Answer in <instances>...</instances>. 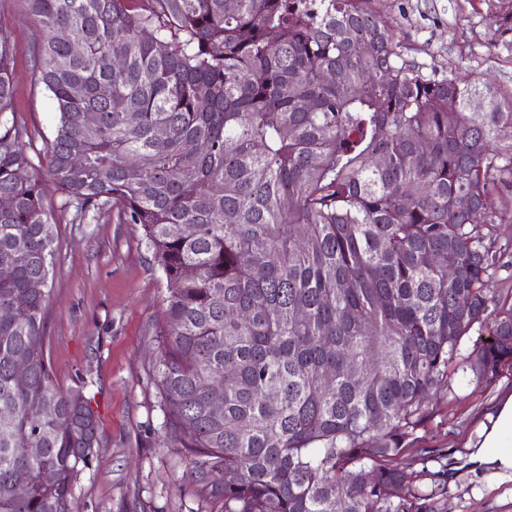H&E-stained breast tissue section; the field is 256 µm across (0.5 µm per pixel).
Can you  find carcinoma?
Returning a JSON list of instances; mask_svg holds the SVG:
<instances>
[{"label": "carcinoma", "instance_id": "obj_1", "mask_svg": "<svg viewBox=\"0 0 512 512\" xmlns=\"http://www.w3.org/2000/svg\"><path fill=\"white\" fill-rule=\"evenodd\" d=\"M25 2L59 123L30 154L0 34V512H68L98 445L85 385L61 390L46 353L47 180L74 220L142 228L167 281L164 437L215 512H432L390 465L426 395L462 366L487 382L512 366V307L492 315L485 289L492 227L512 223L494 200L512 89L424 75L371 0ZM491 29L512 52V0Z\"/></svg>", "mask_w": 512, "mask_h": 512}]
</instances>
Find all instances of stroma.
Returning a JSON list of instances; mask_svg holds the SVG:
<instances>
[{
  "mask_svg": "<svg viewBox=\"0 0 512 512\" xmlns=\"http://www.w3.org/2000/svg\"><path fill=\"white\" fill-rule=\"evenodd\" d=\"M498 0H372L395 28L406 60L423 74L461 83L512 87V54L490 47L489 17ZM0 33L14 47L16 107L34 148L52 140L59 113L39 80L42 31L24 0H0ZM46 203L57 222L56 266L49 283L46 352L56 384L86 383L98 410L99 444L73 490V512H211L186 476L183 457L163 441L152 330L161 318L166 281L143 232L110 216L75 223L53 183ZM507 246L485 286L512 304V223L494 227ZM512 393V371L493 382L452 385L431 395L434 414L415 448L393 460L413 486L431 490L436 512H512V473L471 463L491 409ZM442 458L421 463L419 449Z\"/></svg>",
  "mask_w": 512,
  "mask_h": 512,
  "instance_id": "35a3bbf8",
  "label": "stroma"
}]
</instances>
